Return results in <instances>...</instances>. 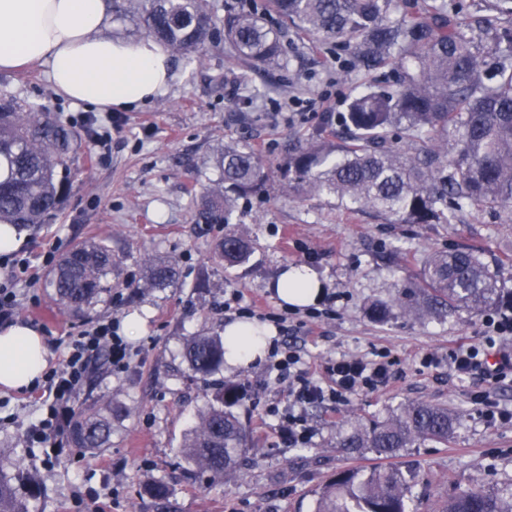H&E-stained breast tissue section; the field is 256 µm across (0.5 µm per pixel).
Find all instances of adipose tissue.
Returning <instances> with one entry per match:
<instances>
[{
  "label": "adipose tissue",
  "mask_w": 512,
  "mask_h": 512,
  "mask_svg": "<svg viewBox=\"0 0 512 512\" xmlns=\"http://www.w3.org/2000/svg\"><path fill=\"white\" fill-rule=\"evenodd\" d=\"M107 0H0V71L37 64L55 93L76 104L127 111L163 95L174 74L169 52L144 38L109 36ZM278 286L294 308L318 304L324 290L312 276L294 269ZM260 326L236 321L224 329L230 364L257 354ZM43 337L28 325L0 329V390L30 388L48 367Z\"/></svg>",
  "instance_id": "1"
}]
</instances>
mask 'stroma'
<instances>
[{
  "label": "stroma",
  "instance_id": "stroma-1",
  "mask_svg": "<svg viewBox=\"0 0 512 512\" xmlns=\"http://www.w3.org/2000/svg\"><path fill=\"white\" fill-rule=\"evenodd\" d=\"M284 45V61L263 71L250 70L224 47L200 65L174 57L175 78L166 95L115 114L56 95L42 67L0 72V93L49 106L74 130L90 120L108 132L100 145L83 139L61 213L27 233L32 277L18 285L17 321L40 332L56 366L68 337L149 313L145 328L126 339L129 369L89 375L78 394L82 400L111 399L115 409L111 446L97 456L68 444L27 443L26 428L49 403L47 392L0 391V448L18 449L36 470L40 512H313L317 492L336 472L384 462L368 448H340V437L417 402L460 415L447 444L418 441L396 459L420 476L414 489L419 512H440L457 489L475 484L512 488V421H486L471 403L478 380L457 375L449 359L458 345H480L490 336L495 352L512 354V333L494 334L493 310L414 317L393 303L398 288L411 282L435 249L471 247L501 265L512 282V224L486 211L469 212L456 224H389L370 213L288 195L279 167L289 139L326 119L344 135L351 98L367 88L394 91L397 72L359 71L353 47L342 42L322 45L290 33ZM228 141L251 146L262 157L272 173L267 191L240 202L232 226L192 223L193 196L202 190L195 175L201 170L218 179L212 162ZM230 230L257 244L246 266L227 269L211 261L215 243ZM90 237L106 241L119 256L118 285L110 302L76 318L50 297L46 255L62 257ZM158 259L179 268L178 286L145 287L146 269ZM292 264L317 273L325 287L319 304L292 311L281 304L275 286ZM234 291L241 307L225 309ZM377 304L387 306L384 318L373 316ZM249 306L254 314H246ZM270 312L287 314L273 337L300 353L312 371L341 355L385 351L398 359L400 372L377 391L309 407L312 438L291 448L279 438L288 386L269 375V350L248 365H224L220 378L245 391L234 411L247 424L250 444L238 474L218 480L179 453L209 390L189 371L183 345L237 320L260 323ZM157 481L169 488L161 500L147 493Z\"/></svg>",
  "mask_w": 512,
  "mask_h": 512
}]
</instances>
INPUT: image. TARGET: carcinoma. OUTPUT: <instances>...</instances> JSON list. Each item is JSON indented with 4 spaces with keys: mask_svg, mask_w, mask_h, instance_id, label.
Here are the masks:
<instances>
[{
    "mask_svg": "<svg viewBox=\"0 0 512 512\" xmlns=\"http://www.w3.org/2000/svg\"><path fill=\"white\" fill-rule=\"evenodd\" d=\"M123 14L138 16L143 35L197 62L223 43L252 70L277 65L288 29L316 43L353 45L365 72L397 67L393 92L365 91L350 103L346 135L318 130L288 143L282 176L288 190L391 223L455 224L468 210H491L512 224V0H489L490 14L469 17L455 0H266L262 13L229 9L218 20L208 0H124ZM279 17L275 29L266 16ZM81 136L40 103L0 96V225L31 228L61 211L71 189L67 162ZM217 181L195 198V224H229L239 201L262 195L270 173L251 148L226 144L215 159ZM251 240L234 232L217 245L226 268L250 262ZM119 261L112 248L89 238L76 243L47 274L55 303L85 316L112 296ZM152 288L175 287L166 262L148 267ZM395 304L415 316L507 305L499 267L462 247L436 251L418 279L398 290ZM224 337L191 336L183 358L206 381L224 366ZM180 454L214 477L240 470L248 437L232 411L239 387L217 382ZM112 404L82 403L73 412L70 445L88 454L109 447ZM454 415L439 404L410 403L368 429L343 435L340 447L372 448L395 458L416 440L448 444ZM0 464V512H31L38 481L23 459ZM417 474L398 466L336 473L317 494L314 512H412ZM441 512H512V489H464Z\"/></svg>",
    "mask_w": 512,
    "mask_h": 512,
    "instance_id": "cac0c4a2",
    "label": "carcinoma"
}]
</instances>
